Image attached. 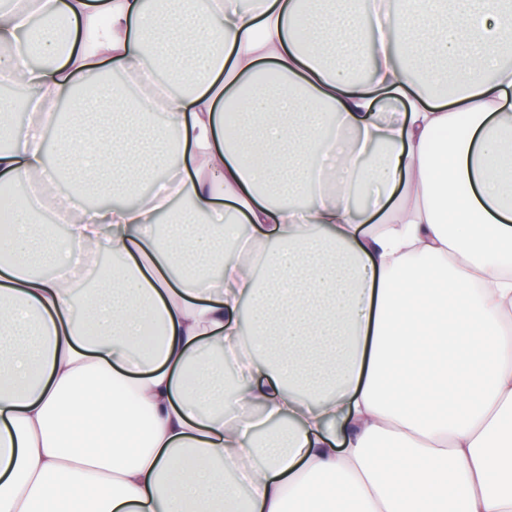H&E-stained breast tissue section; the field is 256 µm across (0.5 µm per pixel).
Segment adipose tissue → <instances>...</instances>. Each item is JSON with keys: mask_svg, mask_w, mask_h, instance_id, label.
<instances>
[{"mask_svg": "<svg viewBox=\"0 0 512 512\" xmlns=\"http://www.w3.org/2000/svg\"><path fill=\"white\" fill-rule=\"evenodd\" d=\"M317 2L0 0V512H512V0Z\"/></svg>", "mask_w": 512, "mask_h": 512, "instance_id": "ef3b65f1", "label": "adipose tissue"}]
</instances>
